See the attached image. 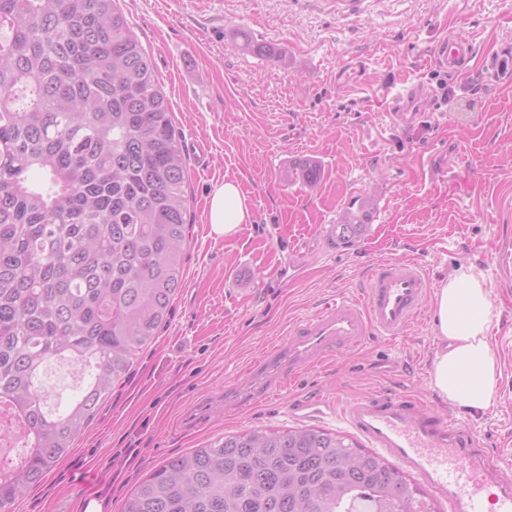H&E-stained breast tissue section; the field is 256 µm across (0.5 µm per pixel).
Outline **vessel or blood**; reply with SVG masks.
I'll list each match as a JSON object with an SVG mask.
<instances>
[{
  "label": "vessel or blood",
  "mask_w": 512,
  "mask_h": 512,
  "mask_svg": "<svg viewBox=\"0 0 512 512\" xmlns=\"http://www.w3.org/2000/svg\"><path fill=\"white\" fill-rule=\"evenodd\" d=\"M438 66L465 72L475 58L473 43L451 35L434 49ZM512 60V42L502 41L486 59L491 78ZM426 90L413 83L391 97L393 127L408 121L410 105ZM431 279L415 260L396 258L374 265L362 297L327 302L294 322L284 338L268 346L218 391L196 394L178 413L177 430L192 435L220 413L238 414L291 390L308 371L326 368L371 337L404 334L431 294ZM343 418L370 447L384 451L411 474L448 512H512V456L490 457L478 436L461 421L438 414L418 397L387 387L350 400Z\"/></svg>",
  "instance_id": "b4317fda"
}]
</instances>
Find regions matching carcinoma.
<instances>
[{
	"instance_id": "cac0c4a2",
	"label": "carcinoma",
	"mask_w": 512,
	"mask_h": 512,
	"mask_svg": "<svg viewBox=\"0 0 512 512\" xmlns=\"http://www.w3.org/2000/svg\"><path fill=\"white\" fill-rule=\"evenodd\" d=\"M0 405L26 428L0 467V512L72 448L169 321L191 232L187 158L168 100L115 0H0ZM238 47L280 51L237 32ZM300 160L288 181L314 186ZM374 196L351 204L334 244L367 235ZM84 384L63 409L42 375ZM435 512L384 456L317 428L251 429L173 458L122 512Z\"/></svg>"
}]
</instances>
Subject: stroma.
Wrapping results in <instances>:
<instances>
[{"instance_id":"obj_1","label":"stroma","mask_w":512,"mask_h":512,"mask_svg":"<svg viewBox=\"0 0 512 512\" xmlns=\"http://www.w3.org/2000/svg\"><path fill=\"white\" fill-rule=\"evenodd\" d=\"M163 87L184 144H208L200 170L188 155L189 239L183 285L168 325L115 387L69 453L13 512H122L156 466L224 434L254 427H317L350 435L339 412L292 415V393L245 414L221 415L200 434L176 433L178 408L234 378L290 324L341 296H360L368 268L411 258L434 285L467 268L491 291L489 341L498 343L494 405L464 411L431 386L439 348L426 304L405 335L372 339L300 393L346 401L392 386L471 426L489 454L512 450V75L448 74L429 59L443 35L463 33L484 58L512 39V0H117ZM248 29L286 64L241 51ZM432 91L421 119L394 130L388 90ZM320 165L315 186L288 165ZM237 181L251 213L232 236L212 234L213 186ZM374 191L370 231L329 240L354 200Z\"/></svg>"}]
</instances>
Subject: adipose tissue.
Masks as SVG:
<instances>
[{
  "instance_id": "obj_1",
  "label": "adipose tissue",
  "mask_w": 512,
  "mask_h": 512,
  "mask_svg": "<svg viewBox=\"0 0 512 512\" xmlns=\"http://www.w3.org/2000/svg\"><path fill=\"white\" fill-rule=\"evenodd\" d=\"M248 219L237 182L214 187L207 213L213 233L229 235ZM434 308L441 342L432 360L434 392L459 408L488 409L498 393L497 361L488 342L494 309L489 288L470 270L459 269L435 292Z\"/></svg>"
}]
</instances>
